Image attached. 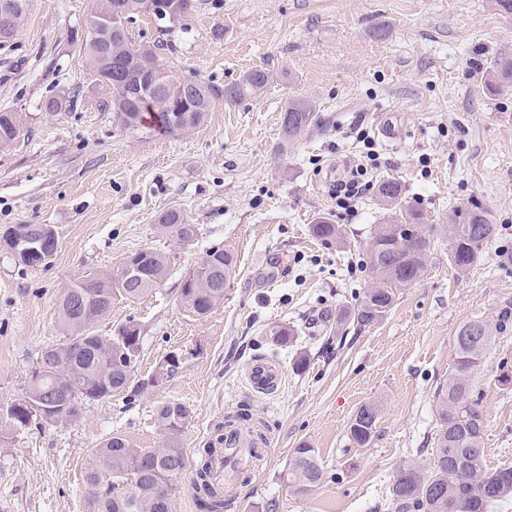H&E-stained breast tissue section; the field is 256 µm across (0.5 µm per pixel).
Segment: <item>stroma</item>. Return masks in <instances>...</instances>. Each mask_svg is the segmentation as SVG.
I'll return each mask as SVG.
<instances>
[{"label": "stroma", "mask_w": 512, "mask_h": 512, "mask_svg": "<svg viewBox=\"0 0 512 512\" xmlns=\"http://www.w3.org/2000/svg\"><path fill=\"white\" fill-rule=\"evenodd\" d=\"M195 2L176 23L137 17L132 38L181 80L220 89L261 68L269 83L236 105L216 97L207 122L184 136L126 129L107 108L80 49L93 0H34L0 48V111L23 124L16 144L0 150V234L48 224L58 240L35 268L0 248V408L21 397L42 350L63 341L64 289L112 273L140 249L166 257V280L139 301L114 298L95 331L139 324L140 380L167 354L183 357L160 387L84 404L77 422L20 432L0 422V512H87L84 474L96 448L114 435L157 446L163 401L187 409L190 454L239 405L264 424L269 445L229 512H391L398 464L413 453L432 460L433 392L454 369L460 327L512 301V91L494 90L484 74L512 53V12L497 0ZM61 94L66 106L48 111ZM295 99L320 120L282 152V118ZM386 122L394 135L381 133ZM355 178L401 182L428 224L478 204L497 234L463 274L447 243L435 242L420 282L381 321L336 334L323 326L361 298L371 228L389 216L370 190L355 212L337 208V189ZM170 209L196 224L192 242L159 231ZM321 217L342 226L347 247L313 237ZM218 247L236 266L221 305L200 317L180 304L181 283ZM284 327L299 332L293 347L274 341ZM297 353L309 360L305 372L291 368ZM505 356L512 331L496 338L476 379L491 468L512 464V383L497 380ZM259 357L283 371L275 392H257L245 377ZM367 402L380 406L377 436L355 448L348 426ZM305 443L340 479L300 495L288 468Z\"/></svg>", "instance_id": "35a3bbf8"}]
</instances>
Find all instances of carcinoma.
<instances>
[{"label": "carcinoma", "instance_id": "cac0c4a2", "mask_svg": "<svg viewBox=\"0 0 512 512\" xmlns=\"http://www.w3.org/2000/svg\"><path fill=\"white\" fill-rule=\"evenodd\" d=\"M83 52L94 75H102L108 66L101 61L90 44ZM269 81L263 69H254L240 80L224 86V102L238 103L261 93ZM109 106L116 115L126 114L128 129H146L150 134L175 136L168 115L171 99L150 94L142 102L126 99L122 78L112 75ZM489 83L502 89L512 88V56L498 57L489 71ZM205 96L190 104L188 112L195 126L207 119L213 108V90L204 86ZM316 120L313 110L303 101L288 103L282 120L283 145H288ZM17 140L20 119L16 112H0V132ZM376 196L383 205L403 209V224L418 232L404 242L398 241L395 224L373 226L365 256L369 286L350 310L336 314V326L352 323L365 328L382 320L393 308L402 291L413 287L423 276L432 238L448 241L450 264L466 272L479 256L472 248L477 230L483 243L496 235V225L489 214L475 204L463 216L453 213L446 224H423L422 214L404 205L403 189L396 180H384L377 186ZM161 229L185 244L194 239L193 230L182 211L170 209L160 217ZM314 237L327 246L343 244L338 225L321 217L311 227ZM140 263L151 285L137 288L122 285L112 278L85 276L74 280L58 300L57 313L65 340L46 347L40 364L30 376L28 386L17 401L7 406L6 418L12 428L21 430L32 422H75L81 406L88 402L106 401L117 395H138L148 384L134 383V365L140 351V328L128 320L110 336H100L93 326L107 318L115 296L129 301L140 300L161 286L168 274L165 256L153 249L139 250ZM210 274L208 287L187 277L180 289V301L197 315L208 314L224 300L234 267V256L222 249L210 250L201 263ZM486 331L478 336L469 333L477 321L464 324L456 337L457 357L453 373L438 384L433 392L437 430L433 437V463L425 466L410 457L397 468L391 490L392 512H492L501 502L512 499V464L496 468L486 465L483 438L484 415L475 379L482 371L488 347L496 337L512 329V303L498 309L495 317L484 321ZM53 395L58 408L37 419L38 405ZM380 408L364 403L349 424L347 438L357 448H365L376 436ZM163 432L155 448H131L125 439L113 436L96 449L93 462L85 473V483L92 490L90 512H173L178 483L189 468L182 432L187 410L175 401H164L156 410ZM217 449L199 450L194 461L192 484L198 506L203 512H226L229 503L224 491L211 481L209 460ZM291 488L295 494H307L328 477L315 449L304 444L295 449L289 465Z\"/></svg>", "mask_w": 512, "mask_h": 512}]
</instances>
